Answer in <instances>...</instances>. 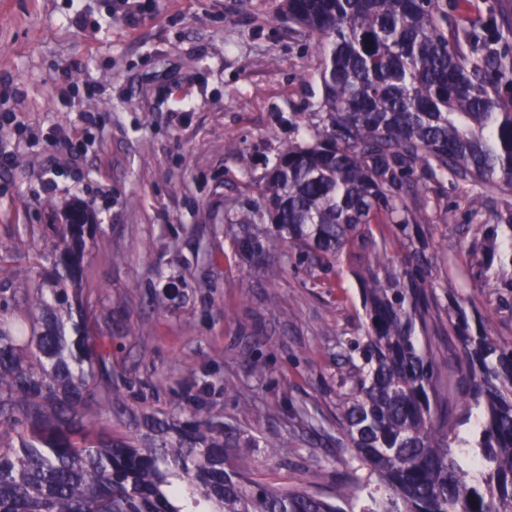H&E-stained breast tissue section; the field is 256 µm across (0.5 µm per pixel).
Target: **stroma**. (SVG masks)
<instances>
[{"mask_svg":"<svg viewBox=\"0 0 512 512\" xmlns=\"http://www.w3.org/2000/svg\"><path fill=\"white\" fill-rule=\"evenodd\" d=\"M281 3L0 0V140L15 152L0 164V312H25L33 281L52 271L56 227L84 203L95 216L81 268L98 291L95 344L129 408L113 429L138 434L150 416L190 431L202 403L251 439L249 460L269 481L329 493L350 461L336 345L363 333L359 283L348 265L295 250L245 263L231 222L261 204V177L321 98L315 47L289 31ZM461 15L507 30L512 0L449 9V38ZM419 183L438 359L462 356L454 299L512 342V278L499 265L512 234L499 232L496 258H482L512 195L476 206V187L458 177ZM270 442L291 449V467L268 456Z\"/></svg>","mask_w":512,"mask_h":512,"instance_id":"35a3bbf8","label":"stroma"}]
</instances>
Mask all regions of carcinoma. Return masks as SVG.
Returning <instances> with one entry per match:
<instances>
[{"label":"carcinoma","mask_w":512,"mask_h":512,"mask_svg":"<svg viewBox=\"0 0 512 512\" xmlns=\"http://www.w3.org/2000/svg\"><path fill=\"white\" fill-rule=\"evenodd\" d=\"M291 32L314 41L322 86L309 134L284 145L263 206L237 212L243 257L283 247L317 264L346 261L360 284L363 335L339 343L349 366L336 416L354 465L336 495L284 489L243 463L237 429L197 409L184 434L147 422L140 436L87 429L93 406L119 404L92 343L91 294L80 287L83 225L64 224L54 275L24 318L0 322V512H512V344L448 317L465 373L440 371L428 294L433 255L411 176L452 173L512 194V29L474 22L448 42L444 0H283ZM405 241L397 261L371 226ZM473 424L475 448H455Z\"/></svg>","instance_id":"obj_1"}]
</instances>
